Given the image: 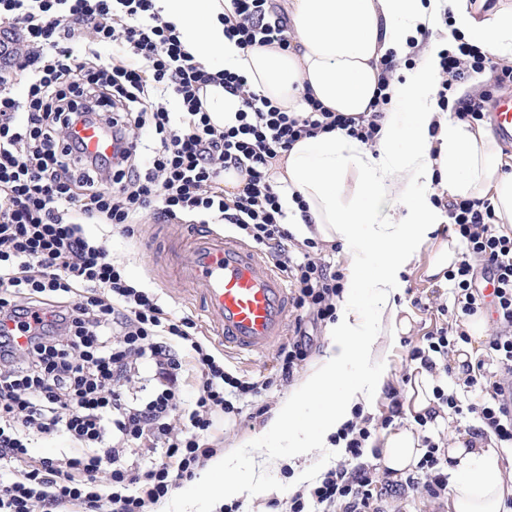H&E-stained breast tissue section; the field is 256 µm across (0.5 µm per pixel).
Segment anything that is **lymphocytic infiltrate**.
<instances>
[{
    "instance_id": "1",
    "label": "lymphocytic infiltrate",
    "mask_w": 512,
    "mask_h": 512,
    "mask_svg": "<svg viewBox=\"0 0 512 512\" xmlns=\"http://www.w3.org/2000/svg\"><path fill=\"white\" fill-rule=\"evenodd\" d=\"M224 33L243 49L294 37L275 0H231ZM5 66L25 73L17 96L0 77V512H155L173 489L191 480L217 450L215 422L234 413L235 397L255 396L257 384L224 369L187 316L165 311L150 289L130 280L84 224L101 219L135 236L147 220L231 224L270 252L294 290V338L277 351V378L290 381L309 356L307 324L336 319L344 274L309 249L291 250L274 165L300 139L340 130L373 144L389 102L392 78L406 60L387 55L368 111L333 112L308 100L290 112L231 70L214 72L183 48L155 0H0ZM115 59H106L104 47ZM487 56L460 43L441 58L440 99ZM221 84L237 97L235 125L212 123L201 95ZM100 118L125 148L111 162L85 154L72 137L78 123ZM240 185L226 197V174ZM463 257L447 277L456 290L440 306L445 326L412 347L408 358L427 372L468 342L465 317L484 306L475 266L495 281L494 312L503 327L489 341V360L468 367L476 401L462 404L442 386L419 426L441 411L477 415V438L512 447V388L493 368L512 372V236L494 225L489 201L457 197L446 203ZM26 344H18V337ZM152 370L143 398L123 388L139 367ZM194 389L192 403L183 393ZM355 413L336 435L346 461L295 493L290 512L343 504V512H381L377 465L362 464L377 427ZM63 435L68 448L32 458L33 436ZM405 490L426 485L433 498L448 487L449 458L431 437ZM354 468H347V461Z\"/></svg>"
}]
</instances>
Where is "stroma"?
I'll use <instances>...</instances> for the list:
<instances>
[{"instance_id": "stroma-1", "label": "stroma", "mask_w": 512, "mask_h": 512, "mask_svg": "<svg viewBox=\"0 0 512 512\" xmlns=\"http://www.w3.org/2000/svg\"><path fill=\"white\" fill-rule=\"evenodd\" d=\"M85 230L91 237H106L112 256L124 262L131 280L152 288L165 309L192 317L212 348H219L220 343L206 323L198 298L188 285L175 279L165 265L167 256L178 246L179 236L186 234L187 225L175 227L168 222L152 221L140 225L138 233L131 238L110 232L108 226L102 224L86 225ZM430 256V249H422L415 264L408 267L403 274L406 287L402 295L398 296L397 303L411 317L410 331L401 337H384L380 340L385 383L368 413L379 419L390 415L392 403H399L400 412L393 417L390 430H413L417 427L416 413L410 398L411 386L402 380L403 375L413 371L407 360L409 347L423 344L425 336L444 326L446 319L438 313L437 307L452 300L450 282L437 283L427 277L426 268ZM275 365L276 355L272 352L250 356L228 352L224 355V366L228 371L257 383H266L267 378L273 376ZM292 389L293 386L289 383L282 386L267 385L254 404L244 407L242 414L225 416L211 435L219 450H226L227 446L235 442L258 438L265 420L264 417H255L256 408H264L266 414L273 413ZM295 490L294 470L283 461L265 469L259 489H245L239 497L230 501H216L215 507L217 512H222L227 505L232 506L234 512H289Z\"/></svg>"}]
</instances>
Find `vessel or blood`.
<instances>
[{
	"mask_svg": "<svg viewBox=\"0 0 512 512\" xmlns=\"http://www.w3.org/2000/svg\"><path fill=\"white\" fill-rule=\"evenodd\" d=\"M496 132L512 140V96L499 98L491 114ZM89 154L115 158L119 145L99 123L78 124ZM174 275L202 291L206 312L225 348L266 352L285 335L293 302L272 257L247 242L197 228L171 260Z\"/></svg>",
	"mask_w": 512,
	"mask_h": 512,
	"instance_id": "1",
	"label": "vessel or blood"
}]
</instances>
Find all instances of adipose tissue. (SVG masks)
Here are the masks:
<instances>
[{
  "mask_svg": "<svg viewBox=\"0 0 512 512\" xmlns=\"http://www.w3.org/2000/svg\"><path fill=\"white\" fill-rule=\"evenodd\" d=\"M164 20L187 51L212 58L217 69L244 75L276 105L291 112L313 98L334 112L368 111L389 52L417 54L408 80L393 82L375 146L340 131L297 141L282 159L276 180L292 233L340 244L351 269L335 322L327 327L325 354L301 377L288 398L251 441L260 461L335 457L333 442L357 407L369 406L385 375L380 337L409 329L396 298L402 274L423 247H431L429 275L445 278L458 260L457 240H432L445 216L437 200L461 196L490 200L498 224L512 231V171L482 128L460 124L438 106L439 55L448 38L466 41L512 62V0H289L295 31L290 50L262 46L242 51L224 35L230 0H158ZM408 146L398 150L399 139ZM378 262L365 273L368 255ZM375 310L366 314L361 294ZM361 369L351 380L352 369ZM312 409L310 421L298 415ZM455 469L448 512H511L512 481L496 452L457 436L448 450ZM422 450L412 430L392 432L382 464L398 476L413 469Z\"/></svg>",
  "mask_w": 512,
  "mask_h": 512,
  "instance_id": "ef3b65f1",
  "label": "adipose tissue"
}]
</instances>
